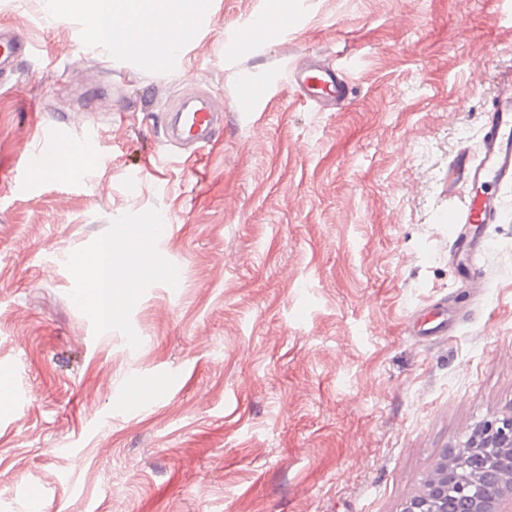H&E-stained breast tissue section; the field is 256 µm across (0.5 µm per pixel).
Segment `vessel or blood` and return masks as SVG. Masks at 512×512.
Segmentation results:
<instances>
[{
  "label": "vessel or blood",
  "mask_w": 512,
  "mask_h": 512,
  "mask_svg": "<svg viewBox=\"0 0 512 512\" xmlns=\"http://www.w3.org/2000/svg\"><path fill=\"white\" fill-rule=\"evenodd\" d=\"M197 32L195 21L183 22L165 37H145L141 52L157 58L165 64L176 60L181 49ZM35 46L24 35L9 28L0 27V72L14 70L18 59L32 56ZM292 86L302 91L306 100L321 108L343 102L349 95V83L342 66L334 57L312 60L295 69L291 74ZM266 87L259 82L247 83L239 94L236 107L239 111L254 110L264 98ZM224 123V107L215 98L200 95L189 102L174 105L164 115V136L168 141L188 145L191 152H198L214 139L216 130ZM79 137L53 130L39 132L41 141L37 151L24 158L20 164L23 177H31L45 168L59 170L66 166L78 149L96 153L99 135L97 131L79 125ZM484 135L479 144L478 158L461 154L457 170L474 187L477 196L464 202L461 209L448 216L449 244L457 258V267L465 276H472L474 262L482 248L480 240L472 234V227L495 223L500 210V200L491 188L504 180L512 179V72L502 75L499 92L485 115Z\"/></svg>",
  "instance_id": "b4317fda"
}]
</instances>
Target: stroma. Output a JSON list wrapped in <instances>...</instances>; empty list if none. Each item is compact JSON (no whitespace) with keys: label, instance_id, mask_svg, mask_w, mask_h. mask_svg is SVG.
I'll list each match as a JSON object with an SVG mask.
<instances>
[{"label":"stroma","instance_id":"1","mask_svg":"<svg viewBox=\"0 0 512 512\" xmlns=\"http://www.w3.org/2000/svg\"><path fill=\"white\" fill-rule=\"evenodd\" d=\"M261 16L252 54H226ZM1 23L36 55L0 75V512H403L512 413V180L478 287L448 242L470 190L453 162L512 71V0H209L164 69L111 60L44 0H0ZM327 55L353 93L321 112L288 71ZM254 79L266 97L237 112ZM195 87L224 126L187 162L160 114ZM73 111L98 163L20 182L40 123ZM160 215L146 248L180 288L140 280L103 328L74 258ZM441 301L447 335L408 331Z\"/></svg>","mask_w":512,"mask_h":512}]
</instances>
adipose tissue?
Masks as SVG:
<instances>
[{
  "label": "adipose tissue",
  "instance_id": "adipose-tissue-1",
  "mask_svg": "<svg viewBox=\"0 0 512 512\" xmlns=\"http://www.w3.org/2000/svg\"><path fill=\"white\" fill-rule=\"evenodd\" d=\"M48 15L56 20L80 12L87 31L97 42L112 41L123 49L136 48L138 32L132 19L159 17L175 26L197 15L196 0H46ZM75 275L82 285L93 288L89 307L104 327L118 322L129 296L127 286L143 274L142 262H129L125 248L104 242L74 261Z\"/></svg>",
  "mask_w": 512,
  "mask_h": 512
}]
</instances>
